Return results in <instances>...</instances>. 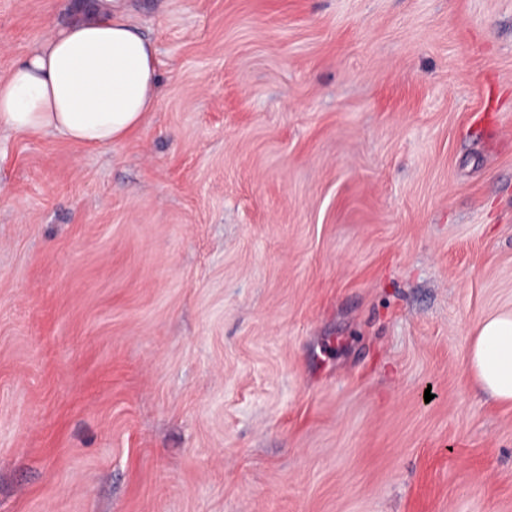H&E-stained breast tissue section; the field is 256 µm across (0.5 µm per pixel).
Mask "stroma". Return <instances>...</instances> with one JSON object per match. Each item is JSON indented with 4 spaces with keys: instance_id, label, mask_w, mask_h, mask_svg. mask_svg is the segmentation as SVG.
I'll list each match as a JSON object with an SVG mask.
<instances>
[{
    "instance_id": "stroma-1",
    "label": "stroma",
    "mask_w": 512,
    "mask_h": 512,
    "mask_svg": "<svg viewBox=\"0 0 512 512\" xmlns=\"http://www.w3.org/2000/svg\"><path fill=\"white\" fill-rule=\"evenodd\" d=\"M129 6L136 133L0 132V512H512V0ZM469 366L485 394L512 402V312L481 323L470 348Z\"/></svg>"
}]
</instances>
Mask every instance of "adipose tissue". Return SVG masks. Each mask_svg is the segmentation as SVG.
<instances>
[{
	"mask_svg": "<svg viewBox=\"0 0 512 512\" xmlns=\"http://www.w3.org/2000/svg\"><path fill=\"white\" fill-rule=\"evenodd\" d=\"M159 84L156 48L123 0H83L69 24L50 28L0 78V128L109 146L142 125ZM469 366L485 394L512 402V312L481 323Z\"/></svg>",
	"mask_w": 512,
	"mask_h": 512,
	"instance_id": "adipose-tissue-1",
	"label": "adipose tissue"
}]
</instances>
